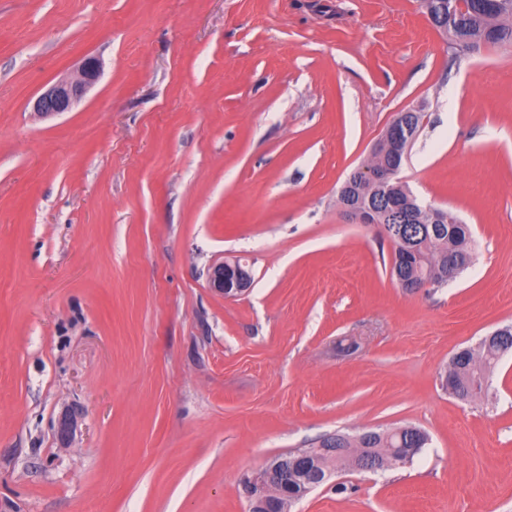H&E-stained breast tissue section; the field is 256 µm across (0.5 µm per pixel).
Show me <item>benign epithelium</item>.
Listing matches in <instances>:
<instances>
[{"mask_svg":"<svg viewBox=\"0 0 512 512\" xmlns=\"http://www.w3.org/2000/svg\"><path fill=\"white\" fill-rule=\"evenodd\" d=\"M98 76L99 64L93 58L86 59L75 75L59 80L42 93L34 102V110L42 115L59 114L71 110ZM209 283L212 288L229 298L237 297L247 291L250 287V278L241 267H229L222 263L212 268ZM317 452L319 449L309 448L288 460H272L246 474L242 479V486L250 502V512H266L270 498L286 494L292 484L300 480V473L305 469L308 460ZM416 452L418 449L410 448L406 453L391 452L381 457L371 448H354L346 460L348 465L359 471L376 473L387 467L410 461L411 456Z\"/></svg>","mask_w":512,"mask_h":512,"instance_id":"benign-epithelium-1","label":"benign epithelium"}]
</instances>
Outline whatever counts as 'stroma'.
Masks as SVG:
<instances>
[{"instance_id":"35a3bbf8","label":"stroma","mask_w":512,"mask_h":512,"mask_svg":"<svg viewBox=\"0 0 512 512\" xmlns=\"http://www.w3.org/2000/svg\"><path fill=\"white\" fill-rule=\"evenodd\" d=\"M411 109L401 176L476 254L421 293L336 202ZM507 325L512 43L454 48L421 0H0V512H249L245 473L407 425L412 462L290 512H512V352L481 399L440 380ZM98 76L99 64L94 58L86 59L75 75L62 78L36 99L35 112L42 115L68 112ZM231 265L230 263L216 265L209 275L210 286L227 298L241 295L251 285V276L249 278L247 272L240 266L229 267Z\"/></svg>"}]
</instances>
